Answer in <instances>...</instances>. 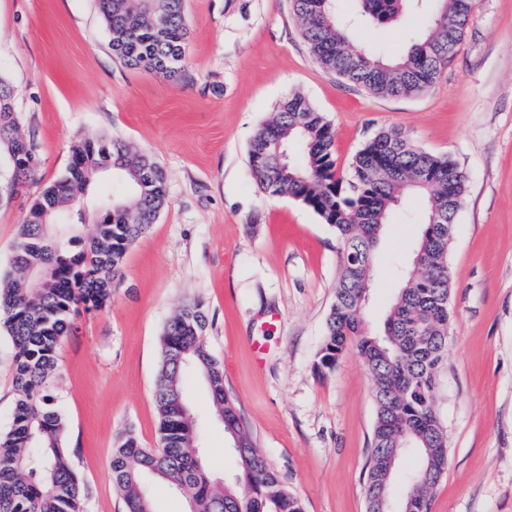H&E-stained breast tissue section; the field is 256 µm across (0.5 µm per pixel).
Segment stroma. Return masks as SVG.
I'll return each instance as SVG.
<instances>
[{
	"mask_svg": "<svg viewBox=\"0 0 512 512\" xmlns=\"http://www.w3.org/2000/svg\"><path fill=\"white\" fill-rule=\"evenodd\" d=\"M185 13L186 63L172 79L114 56L97 0H0V78L39 160L35 179L17 186L0 152V269L76 139H121L149 153L166 177L167 205L128 249L111 303L76 317L58 352L54 395L83 512H126L112 486V450L128 431L156 447L159 338L193 301L204 307L207 345L259 452L304 512H365L372 381L353 351L332 368L317 365L341 243L299 201L262 193L248 166L254 134L293 93L330 120L340 169L378 130L395 128L466 172L448 251V356L435 397L448 465L430 512H512V0H472L438 82L407 97H376L326 73L290 0H185ZM409 39L402 25L361 24L351 33L354 49L386 55ZM420 218L414 198L392 214L376 251L369 329L401 286ZM12 367L0 329L2 433L17 398ZM182 384L204 469L233 479L231 442L207 386L190 369Z\"/></svg>",
	"mask_w": 512,
	"mask_h": 512,
	"instance_id": "35a3bbf8",
	"label": "stroma"
}]
</instances>
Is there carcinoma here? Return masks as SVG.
<instances>
[{
    "instance_id": "1",
    "label": "carcinoma",
    "mask_w": 512,
    "mask_h": 512,
    "mask_svg": "<svg viewBox=\"0 0 512 512\" xmlns=\"http://www.w3.org/2000/svg\"><path fill=\"white\" fill-rule=\"evenodd\" d=\"M112 51L124 64L174 78L186 61L188 24L184 0H97ZM301 36L330 75L382 97L429 90L450 62L442 45H459L470 0H358V22L389 27L402 16L425 32L391 61L352 48L355 24L336 13L335 0H291ZM169 18L156 29L158 15ZM13 90L0 79V150L15 179L26 182L38 169L32 145L22 149L14 116ZM334 130L327 117L300 94L288 97L271 121L253 136L248 165L258 189L289 195L316 212L336 231L342 260L335 301L326 318L319 365L330 368L347 351L362 357L373 382L376 411L371 452L364 473L366 512L394 498L392 479L412 456L398 499L401 512H429L434 488L448 464V436L434 407L437 375L448 354L450 280L448 225L455 223L467 190V175L445 155L426 152L396 129L382 130L339 169ZM300 146L301 157L279 162L260 154L276 141ZM111 166L125 185L114 207L97 210L87 243L67 223L75 199L87 195L100 167ZM406 191L425 205L422 232L405 281L389 309L383 331L371 334L359 299L372 277L375 250L388 215ZM167 203L165 175L149 155L106 135L71 147L65 173L49 185L19 226L11 270L0 274V320L14 352L13 379L19 390L10 429L0 434V512H80L81 489L66 450L67 424L55 403L53 379L58 349L73 316L100 311L112 299L128 248L155 223ZM47 275L35 288L27 270ZM203 305L191 302L165 326L160 339L154 390L158 441L143 448L130 432L113 449L112 484L127 512H153L142 479L154 474L191 499L195 512H303L257 451L237 399L224 386L223 367L204 336ZM194 368L207 382L224 431L244 451L235 452L237 475L220 482L197 466L199 429L182 392V374Z\"/></svg>"
}]
</instances>
